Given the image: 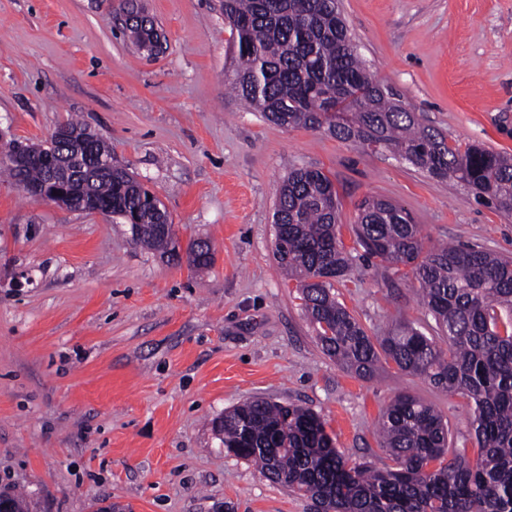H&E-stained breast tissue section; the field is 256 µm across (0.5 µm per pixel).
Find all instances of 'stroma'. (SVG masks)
I'll use <instances>...</instances> for the list:
<instances>
[{"instance_id":"1","label":"stroma","mask_w":512,"mask_h":512,"mask_svg":"<svg viewBox=\"0 0 512 512\" xmlns=\"http://www.w3.org/2000/svg\"><path fill=\"white\" fill-rule=\"evenodd\" d=\"M163 53L135 49L99 0H0V148L78 117L164 204L196 272L100 213L35 201L0 177V491L35 512H313L227 455L215 421L265 398L317 413L350 463L390 465L380 414L398 391L473 448L472 405L395 365L360 379L326 356L273 257L289 168L333 182L351 270L336 297L369 334L436 335L409 267L366 260L361 203L399 204L441 241L512 254V218L387 152L263 120L226 90L222 0H142ZM371 72L450 145L512 155V0H340ZM208 240H193L187 247L189 263L197 270L207 269L213 260V254L209 248Z\"/></svg>"}]
</instances>
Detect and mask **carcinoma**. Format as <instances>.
<instances>
[{"label": "carcinoma", "mask_w": 512, "mask_h": 512, "mask_svg": "<svg viewBox=\"0 0 512 512\" xmlns=\"http://www.w3.org/2000/svg\"><path fill=\"white\" fill-rule=\"evenodd\" d=\"M236 66L230 90L267 121L323 131L388 150L438 179H452L482 206L512 215V155L482 144L452 147L401 100L383 94L348 35L337 0H223ZM0 168L17 185L48 172L9 146ZM82 190L130 225L132 240L179 259L175 230L158 197L127 171L87 174ZM356 243L364 255L411 267L420 303L448 350L409 321L371 336L336 298L350 269L337 232L336 193L320 170L291 168L275 204V259L299 283L303 310L323 352L359 377L384 362L472 403L478 448L470 460L448 444V427L431 405L408 392L391 400L378 423L394 466H351L324 423L301 406L245 401L215 426L227 453L252 461L266 477L314 502L315 512H512V259L476 246L424 250L418 225L402 207L367 199ZM189 263L208 268L207 241L187 247Z\"/></svg>", "instance_id": "carcinoma-1"}]
</instances>
